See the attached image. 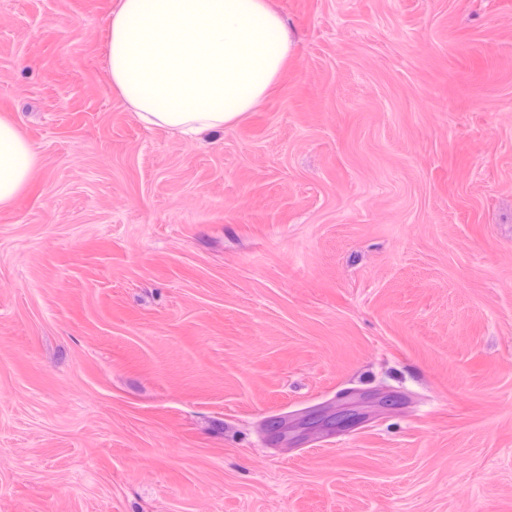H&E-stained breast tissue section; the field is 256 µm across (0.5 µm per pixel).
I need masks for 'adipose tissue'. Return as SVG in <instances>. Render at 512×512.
Here are the masks:
<instances>
[{
	"instance_id": "ef3b65f1",
	"label": "adipose tissue",
	"mask_w": 512,
	"mask_h": 512,
	"mask_svg": "<svg viewBox=\"0 0 512 512\" xmlns=\"http://www.w3.org/2000/svg\"><path fill=\"white\" fill-rule=\"evenodd\" d=\"M105 66L146 126L192 139L243 119L281 76L293 42L268 0H117ZM41 166L19 127L0 118V208Z\"/></svg>"
}]
</instances>
